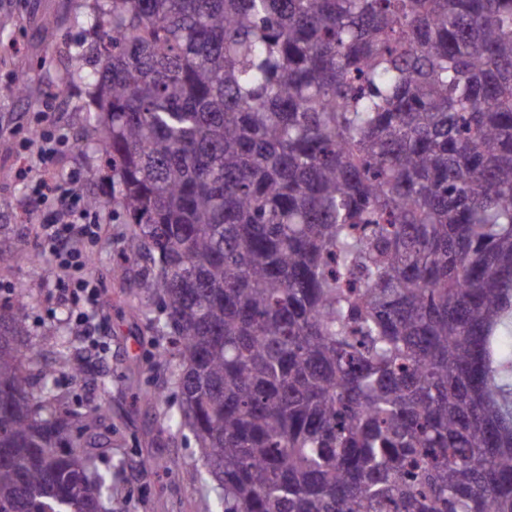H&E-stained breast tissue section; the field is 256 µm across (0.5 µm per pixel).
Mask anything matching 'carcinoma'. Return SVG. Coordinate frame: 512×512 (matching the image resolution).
<instances>
[{"instance_id": "1", "label": "carcinoma", "mask_w": 512, "mask_h": 512, "mask_svg": "<svg viewBox=\"0 0 512 512\" xmlns=\"http://www.w3.org/2000/svg\"><path fill=\"white\" fill-rule=\"evenodd\" d=\"M97 152L224 512H512V0H96ZM0 313V512H112Z\"/></svg>"}]
</instances>
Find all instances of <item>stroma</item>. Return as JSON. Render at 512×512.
Here are the masks:
<instances>
[{
    "instance_id": "stroma-1",
    "label": "stroma",
    "mask_w": 512,
    "mask_h": 512,
    "mask_svg": "<svg viewBox=\"0 0 512 512\" xmlns=\"http://www.w3.org/2000/svg\"><path fill=\"white\" fill-rule=\"evenodd\" d=\"M93 14L94 0H0V305L25 288L28 331L16 344L30 356L26 372L37 373L66 347L85 362L80 376L58 370L53 387L71 411H105L87 438L107 446L103 467L112 474L114 512H222V491L208 478L188 429L160 418L176 402L175 359L169 338L151 329L140 311L143 263L129 256L125 217L111 202L112 173L96 151L100 128L89 120L95 107L84 84L59 94L69 73L97 68ZM18 84L25 87L20 96L13 92ZM40 122L66 135L53 174L58 185L78 172L76 191L105 202L88 214L99 226L97 237L77 241L91 257L87 275L102 293L91 339L76 334L69 307L55 297L56 267L40 239L55 199L34 196L40 166L18 153L28 128ZM21 248L31 261H13ZM149 389L161 392L159 402L142 398ZM148 458H172L178 467L149 470Z\"/></svg>"
}]
</instances>
